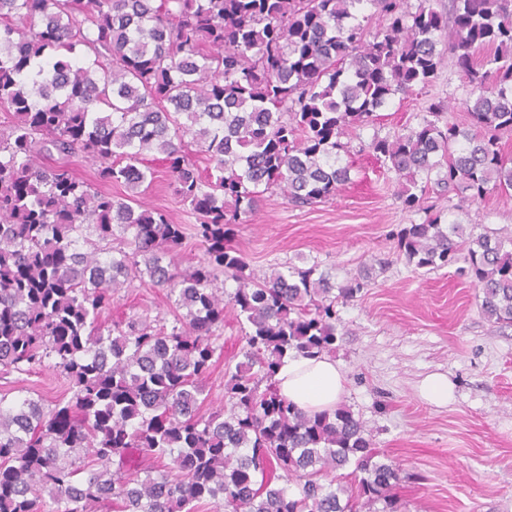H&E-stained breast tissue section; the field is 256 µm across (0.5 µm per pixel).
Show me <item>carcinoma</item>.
Masks as SVG:
<instances>
[{"mask_svg": "<svg viewBox=\"0 0 512 512\" xmlns=\"http://www.w3.org/2000/svg\"><path fill=\"white\" fill-rule=\"evenodd\" d=\"M417 2L0 0V108L14 118L0 128V369H59L72 392L48 411L0 394V512H407L401 470L361 419L308 414L274 380L288 356L335 347L336 299L368 278L338 285L316 264L248 273L231 241L267 193L300 208L334 198L351 180L352 133L449 58L465 98L367 148L403 208L425 214L391 234L407 263L464 260L482 314L512 326V229L443 224L425 204L432 185L461 206L512 189L499 147L512 131V0H450L446 14ZM458 104L465 127L445 118ZM54 152L132 190L153 178L145 155H164L202 256L181 267L182 225L42 162ZM144 278L167 291L175 324L102 327L112 292ZM228 305L243 360L224 374L230 409L206 414ZM131 448L163 469L125 472ZM350 464L353 482L338 474Z\"/></svg>", "mask_w": 512, "mask_h": 512, "instance_id": "cac0c4a2", "label": "carcinoma"}]
</instances>
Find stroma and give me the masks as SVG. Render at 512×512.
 <instances>
[{
  "instance_id": "35a3bbf8",
  "label": "stroma",
  "mask_w": 512,
  "mask_h": 512,
  "mask_svg": "<svg viewBox=\"0 0 512 512\" xmlns=\"http://www.w3.org/2000/svg\"><path fill=\"white\" fill-rule=\"evenodd\" d=\"M464 91L452 62L437 78L381 109L363 140L416 125L431 103ZM351 180L333 200L307 208L281 195L266 198L235 227L234 246L248 268L319 264L344 283L358 272L371 283L357 298L336 305L341 321L331 356L346 374L342 406L366 422L375 448L400 464V495L409 512H512V328L487 320L477 291L458 267L424 272L398 257L389 235L422 222L397 198L393 173L366 150L352 149ZM154 172L141 201L164 210L174 223L196 217L175 194L159 155L147 156ZM457 197L437 204L445 221L483 228L512 226V189L476 204ZM147 315L172 321L165 290L147 284L118 289L103 319ZM206 407L224 405V373L242 359L244 340L236 313L224 310L217 331ZM441 374L455 400L438 406L421 394L425 378ZM0 394L30 397L45 408L69 399L68 379L58 370L0 377Z\"/></svg>"
}]
</instances>
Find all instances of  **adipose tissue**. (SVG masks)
Listing matches in <instances>:
<instances>
[{
    "label": "adipose tissue",
    "instance_id": "1",
    "mask_svg": "<svg viewBox=\"0 0 512 512\" xmlns=\"http://www.w3.org/2000/svg\"><path fill=\"white\" fill-rule=\"evenodd\" d=\"M275 380L281 395L310 413L335 410L346 383L339 363L325 355H292L279 367Z\"/></svg>",
    "mask_w": 512,
    "mask_h": 512
}]
</instances>
